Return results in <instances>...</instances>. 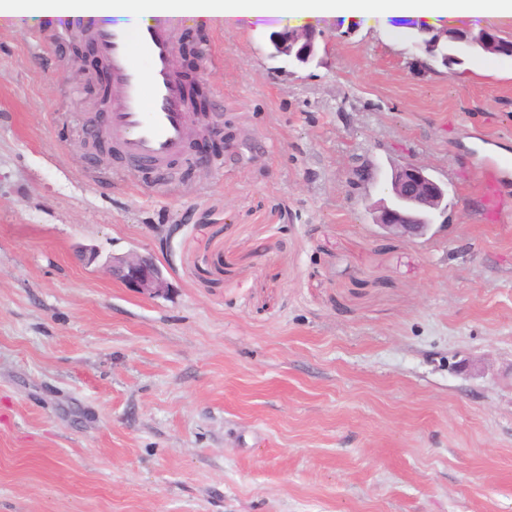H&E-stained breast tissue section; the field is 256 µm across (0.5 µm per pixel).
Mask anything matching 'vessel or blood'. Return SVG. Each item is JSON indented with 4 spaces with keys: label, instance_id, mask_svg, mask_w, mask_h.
I'll return each instance as SVG.
<instances>
[{
    "label": "vessel or blood",
    "instance_id": "obj_1",
    "mask_svg": "<svg viewBox=\"0 0 512 512\" xmlns=\"http://www.w3.org/2000/svg\"><path fill=\"white\" fill-rule=\"evenodd\" d=\"M202 28L218 35L220 21L188 14L154 12L136 29L82 22L80 29L105 61L115 89L102 134L131 170H145L164 182L181 159L193 135L176 66L180 35ZM141 57H134V50ZM512 182V156L489 154L481 161L477 191L483 220L503 221V188Z\"/></svg>",
    "mask_w": 512,
    "mask_h": 512
}]
</instances>
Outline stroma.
Wrapping results in <instances>:
<instances>
[{
  "mask_svg": "<svg viewBox=\"0 0 512 512\" xmlns=\"http://www.w3.org/2000/svg\"><path fill=\"white\" fill-rule=\"evenodd\" d=\"M309 25L305 66L285 14L184 60L224 154L162 186L85 156L71 33L0 26V512H512V215L482 222L470 150L512 154V57ZM408 163L448 209L392 238ZM130 254L165 294L113 278ZM309 37H310V32L307 29L293 30V31L288 32L287 34L274 35L273 43H274L276 49L274 48V53L272 54V56L278 57V56L282 55V56L288 57V54L292 53L295 45L300 40H302L304 38L308 39ZM276 50L280 55L276 54ZM316 55H317V53L313 57H311L309 59V61L304 62V63L296 60L293 56L288 57V61L298 64V65L308 64L315 59Z\"/></svg>",
  "mask_w": 512,
  "mask_h": 512,
  "instance_id": "35a3bbf8",
  "label": "stroma"
}]
</instances>
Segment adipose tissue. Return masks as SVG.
<instances>
[{
	"instance_id": "obj_1",
	"label": "adipose tissue",
	"mask_w": 512,
	"mask_h": 512,
	"mask_svg": "<svg viewBox=\"0 0 512 512\" xmlns=\"http://www.w3.org/2000/svg\"><path fill=\"white\" fill-rule=\"evenodd\" d=\"M116 10V0H0L1 17L36 14L46 19H97ZM124 11L139 20L151 11H173L233 20L280 13L292 15L300 22L325 14H388L418 16L432 22L445 15L512 16V0H127Z\"/></svg>"
}]
</instances>
